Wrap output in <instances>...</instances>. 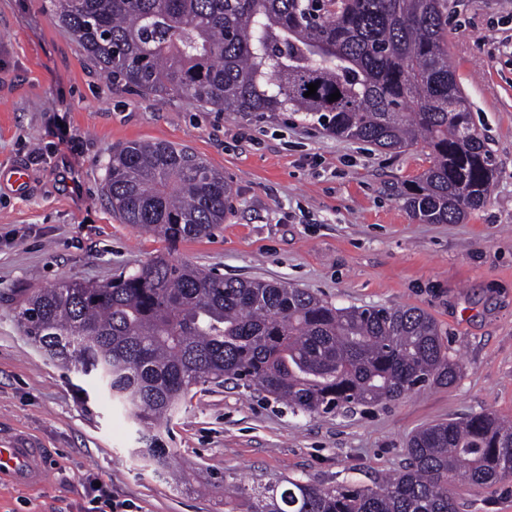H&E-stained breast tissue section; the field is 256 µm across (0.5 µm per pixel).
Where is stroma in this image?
Segmentation results:
<instances>
[{"label": "stroma", "instance_id": "1", "mask_svg": "<svg viewBox=\"0 0 512 512\" xmlns=\"http://www.w3.org/2000/svg\"><path fill=\"white\" fill-rule=\"evenodd\" d=\"M448 52L498 166L487 202L425 224L398 192L427 149L336 137L298 112L229 115L172 94L113 86L51 19V0H0V445L44 449L48 474L0 485V512H91L99 480L124 512H224L236 487L292 477L375 485L417 430L493 413L512 419V0H449ZM131 141L190 148L233 188L224 222L177 257L224 276L285 282L338 307L412 306L446 332L452 386L338 414L306 415L244 386L191 388L160 437L182 483L136 453V426L25 335L20 301L65 280L132 272L166 244L122 223L105 167ZM459 512H512V482L456 484Z\"/></svg>", "mask_w": 512, "mask_h": 512}]
</instances>
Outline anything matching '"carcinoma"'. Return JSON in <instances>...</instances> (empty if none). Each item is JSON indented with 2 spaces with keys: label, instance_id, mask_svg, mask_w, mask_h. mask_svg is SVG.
I'll return each mask as SVG.
<instances>
[{
  "label": "carcinoma",
  "instance_id": "carcinoma-1",
  "mask_svg": "<svg viewBox=\"0 0 512 512\" xmlns=\"http://www.w3.org/2000/svg\"><path fill=\"white\" fill-rule=\"evenodd\" d=\"M57 0L52 19L112 82L176 94L224 112H301L329 133L387 150L421 144L431 164L399 198L428 224L481 207L497 165L471 120L448 58V0ZM318 84L306 97L307 85ZM340 92L341 97L330 100ZM123 223L168 252L105 282L65 281L28 294L26 334L53 361L104 385L157 434L189 389L241 381L294 411L395 401L462 368L438 323L414 307H336L284 283L225 278L173 257L224 223L232 188L193 151L133 141L104 184ZM512 421L494 414L417 431L402 470L373 487L299 479L252 489L250 512H458L453 485L512 481Z\"/></svg>",
  "mask_w": 512,
  "mask_h": 512
}]
</instances>
